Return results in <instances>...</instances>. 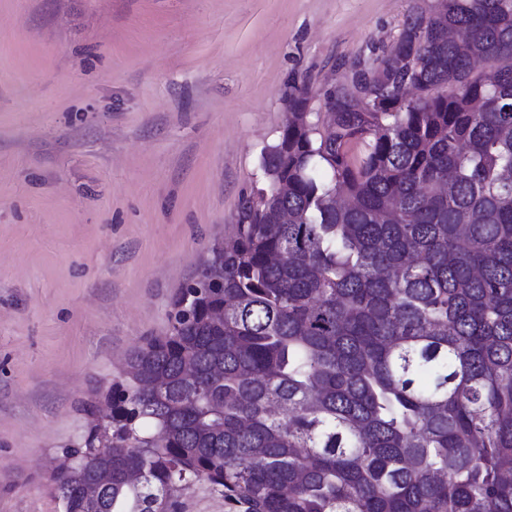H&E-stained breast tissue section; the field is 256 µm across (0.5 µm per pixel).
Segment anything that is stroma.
I'll list each match as a JSON object with an SVG mask.
<instances>
[{"label": "stroma", "instance_id": "1", "mask_svg": "<svg viewBox=\"0 0 512 512\" xmlns=\"http://www.w3.org/2000/svg\"><path fill=\"white\" fill-rule=\"evenodd\" d=\"M432 0H0V512H60L82 404L168 324L288 95Z\"/></svg>", "mask_w": 512, "mask_h": 512}]
</instances>
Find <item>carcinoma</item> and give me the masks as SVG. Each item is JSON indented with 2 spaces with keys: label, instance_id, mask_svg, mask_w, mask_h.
<instances>
[{
  "label": "carcinoma",
  "instance_id": "carcinoma-1",
  "mask_svg": "<svg viewBox=\"0 0 512 512\" xmlns=\"http://www.w3.org/2000/svg\"><path fill=\"white\" fill-rule=\"evenodd\" d=\"M363 70L374 98L289 96L268 187L108 419L84 403L61 512H171L201 479L231 512H512V0H433Z\"/></svg>",
  "mask_w": 512,
  "mask_h": 512
}]
</instances>
